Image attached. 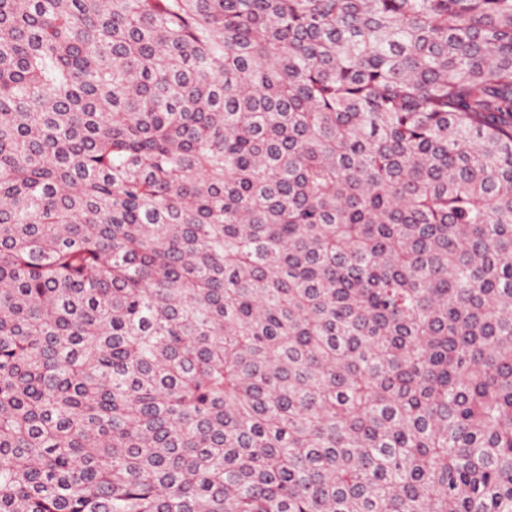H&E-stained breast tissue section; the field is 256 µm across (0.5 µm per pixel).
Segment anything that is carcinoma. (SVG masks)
Wrapping results in <instances>:
<instances>
[{"instance_id": "carcinoma-1", "label": "carcinoma", "mask_w": 512, "mask_h": 512, "mask_svg": "<svg viewBox=\"0 0 512 512\" xmlns=\"http://www.w3.org/2000/svg\"><path fill=\"white\" fill-rule=\"evenodd\" d=\"M0 512H512V0H0Z\"/></svg>"}]
</instances>
